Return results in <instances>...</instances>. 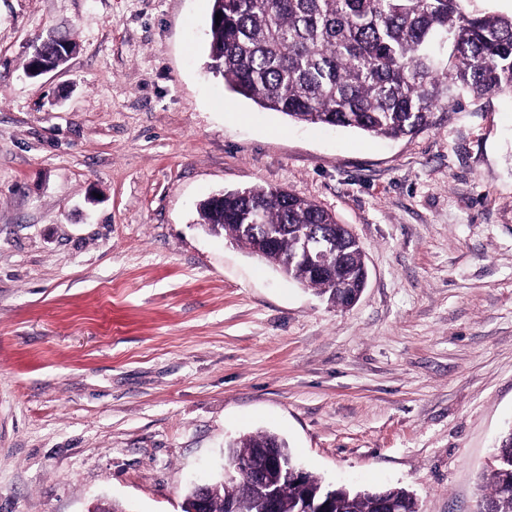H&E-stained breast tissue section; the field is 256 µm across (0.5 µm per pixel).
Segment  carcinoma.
<instances>
[{"label": "carcinoma", "mask_w": 512, "mask_h": 512, "mask_svg": "<svg viewBox=\"0 0 512 512\" xmlns=\"http://www.w3.org/2000/svg\"><path fill=\"white\" fill-rule=\"evenodd\" d=\"M463 0H212L208 69L232 93L293 122L357 129L398 138L432 125L434 113L466 96L512 97V15H468ZM221 21H215L216 14ZM198 224L271 264L327 303L348 308L366 286L364 251L346 225L316 202L272 186L226 190L197 207ZM336 239L323 272L306 273L299 235ZM275 448L270 431L228 442L231 460ZM512 426L499 436L493 463L480 475V512H512ZM335 512H418L402 487L352 490L307 474L284 481L270 509L253 482L210 483L211 512L230 503L247 512H299L327 500Z\"/></svg>", "instance_id": "carcinoma-1"}]
</instances>
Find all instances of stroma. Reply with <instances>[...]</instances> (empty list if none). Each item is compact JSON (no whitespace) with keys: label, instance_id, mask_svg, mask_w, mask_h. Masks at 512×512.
Segmentation results:
<instances>
[{"label":"stroma","instance_id":"35a3bbf8","mask_svg":"<svg viewBox=\"0 0 512 512\" xmlns=\"http://www.w3.org/2000/svg\"><path fill=\"white\" fill-rule=\"evenodd\" d=\"M212 0H0V512H182L224 444L473 512L512 426V98L415 135L288 122L206 69ZM71 36L64 68L24 69ZM270 185L361 242L333 307L204 232Z\"/></svg>","mask_w":512,"mask_h":512}]
</instances>
